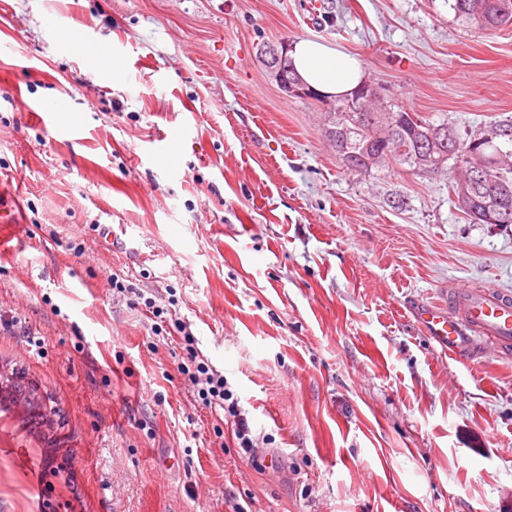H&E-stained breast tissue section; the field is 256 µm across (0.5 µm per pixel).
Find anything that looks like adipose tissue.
<instances>
[{"instance_id": "adipose-tissue-1", "label": "adipose tissue", "mask_w": 512, "mask_h": 512, "mask_svg": "<svg viewBox=\"0 0 512 512\" xmlns=\"http://www.w3.org/2000/svg\"><path fill=\"white\" fill-rule=\"evenodd\" d=\"M288 56L300 77L324 94L342 96L350 93L364 77L360 59L318 40L294 42Z\"/></svg>"}]
</instances>
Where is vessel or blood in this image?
<instances>
[{"instance_id":"obj_1","label":"vessel or blood","mask_w":512,"mask_h":512,"mask_svg":"<svg viewBox=\"0 0 512 512\" xmlns=\"http://www.w3.org/2000/svg\"><path fill=\"white\" fill-rule=\"evenodd\" d=\"M415 315L442 354L458 360L474 341L501 349L512 345V292L495 287L451 292L447 311L419 307Z\"/></svg>"}]
</instances>
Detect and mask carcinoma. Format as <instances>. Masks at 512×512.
I'll return each instance as SVG.
<instances>
[{"label": "carcinoma", "mask_w": 512, "mask_h": 512, "mask_svg": "<svg viewBox=\"0 0 512 512\" xmlns=\"http://www.w3.org/2000/svg\"><path fill=\"white\" fill-rule=\"evenodd\" d=\"M454 18L480 30H498L512 25V0H447ZM340 113L353 118H335L327 132L348 169L369 174L365 159L382 157L375 169L403 167L415 170L423 150L444 149L453 162L434 172L449 176V193L459 208L478 224H512V117L496 120L465 133L443 121L436 123L400 107L385 123L380 112L356 111L357 103L345 97L336 101Z\"/></svg>", "instance_id": "1"}]
</instances>
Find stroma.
Listing matches in <instances>:
<instances>
[{
  "mask_svg": "<svg viewBox=\"0 0 512 512\" xmlns=\"http://www.w3.org/2000/svg\"><path fill=\"white\" fill-rule=\"evenodd\" d=\"M299 39L460 131L512 116V27L446 0H0V391L49 423L44 449L0 425V512H512V347L445 358L411 313L512 290V224L444 176L348 171L329 103L259 58ZM114 273L189 325L255 455ZM188 363L180 367L181 373L187 375L193 386L197 402L210 409L220 408L224 411L225 425L231 427V439L241 454L251 457L255 448L247 418L239 409L237 397L229 386L227 378L214 371L209 364L193 349H188Z\"/></svg>",
  "mask_w": 512,
  "mask_h": 512,
  "instance_id": "stroma-1",
  "label": "stroma"
}]
</instances>
